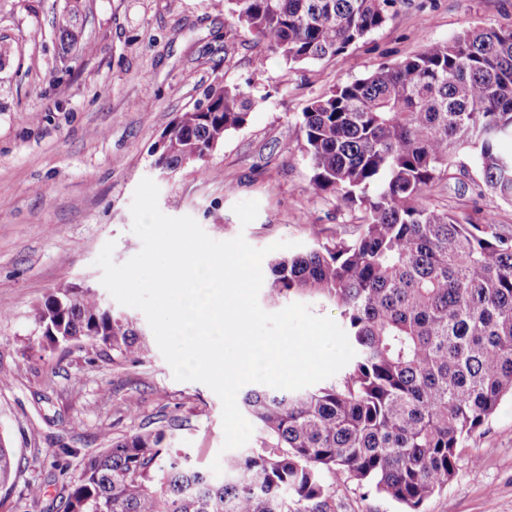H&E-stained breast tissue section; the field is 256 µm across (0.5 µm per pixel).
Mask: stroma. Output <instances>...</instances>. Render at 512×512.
<instances>
[{
    "label": "stroma",
    "mask_w": 512,
    "mask_h": 512,
    "mask_svg": "<svg viewBox=\"0 0 512 512\" xmlns=\"http://www.w3.org/2000/svg\"><path fill=\"white\" fill-rule=\"evenodd\" d=\"M87 48L62 53L51 27L65 0H0V37L17 54L0 66V434L18 474L0 489V512H59L67 484L112 438L183 425L175 445L209 469L223 442L222 403L206 385L175 380L144 313L147 353L113 361L91 342L42 350L29 315L65 282L113 298L95 260L106 243L122 264L142 248L131 204L155 177L151 149L177 113L216 82L250 90L247 125L195 165L157 181L158 207L189 216L211 238L244 235L257 248L306 245L310 225L351 224L354 214L305 186L297 119L311 99L401 61L473 26H511L512 0H397L391 19L343 55L300 65L270 57L224 25L218 0H84ZM258 216L241 226L236 203ZM41 487L30 499L28 484ZM344 512H404L351 482L335 485ZM425 512H512V399L468 441L461 466Z\"/></svg>",
    "instance_id": "stroma-1"
}]
</instances>
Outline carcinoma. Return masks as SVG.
I'll return each instance as SVG.
<instances>
[{
    "mask_svg": "<svg viewBox=\"0 0 512 512\" xmlns=\"http://www.w3.org/2000/svg\"><path fill=\"white\" fill-rule=\"evenodd\" d=\"M394 0H224L225 21L288 64L345 53ZM62 52L82 41L80 0L55 17ZM253 99L217 84L177 114L152 153L172 173L244 127ZM306 190L359 213L309 226L310 245L272 261L271 300L335 307L355 356L317 388L252 389L257 447L224 478L185 465L167 424L112 439L62 496V512H336L333 485L423 512L460 448L512 397V234L481 202L512 206V28L476 26L313 99L299 121ZM470 180L476 221L435 189ZM43 349L92 341L112 359L147 350L133 321L67 282L30 311ZM18 470L0 435V488Z\"/></svg>",
    "mask_w": 512,
    "mask_h": 512,
    "instance_id": "obj_1",
    "label": "carcinoma"
}]
</instances>
